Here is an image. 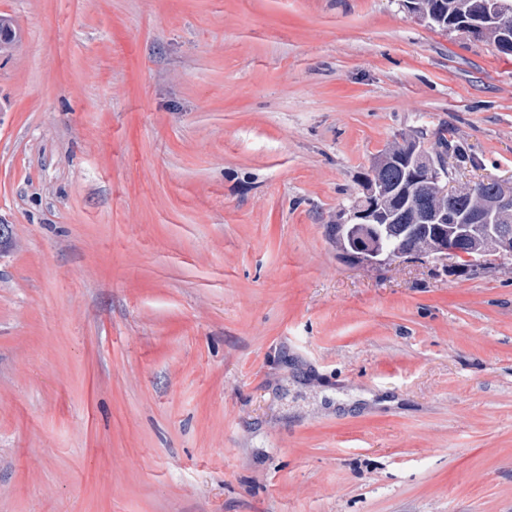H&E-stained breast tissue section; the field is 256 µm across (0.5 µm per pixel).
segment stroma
<instances>
[{"mask_svg":"<svg viewBox=\"0 0 512 512\" xmlns=\"http://www.w3.org/2000/svg\"><path fill=\"white\" fill-rule=\"evenodd\" d=\"M0 18V512H512V258L328 231L421 128L512 182V55L403 0Z\"/></svg>","mask_w":512,"mask_h":512,"instance_id":"stroma-1","label":"stroma"}]
</instances>
